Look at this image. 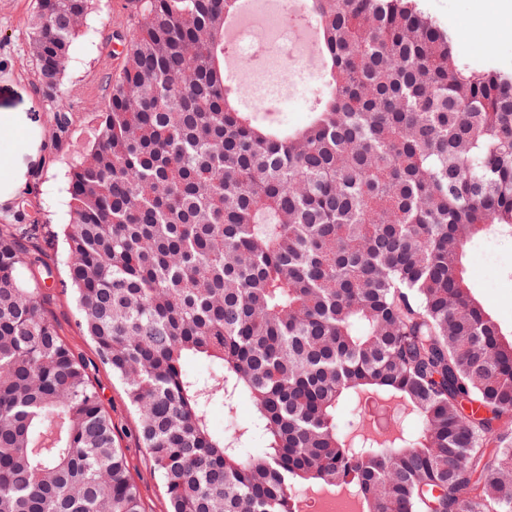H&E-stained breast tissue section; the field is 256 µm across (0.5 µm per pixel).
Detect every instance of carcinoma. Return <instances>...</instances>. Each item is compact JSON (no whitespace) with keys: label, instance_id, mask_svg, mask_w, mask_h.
<instances>
[{"label":"carcinoma","instance_id":"1","mask_svg":"<svg viewBox=\"0 0 512 512\" xmlns=\"http://www.w3.org/2000/svg\"><path fill=\"white\" fill-rule=\"evenodd\" d=\"M134 2L62 236L169 512H300L324 487L363 512H512V334L463 269L512 233V71L464 63L415 0H307L327 89L288 130L227 73L236 0ZM87 11L37 0L45 86ZM36 263L0 235V512H142ZM242 399L250 423L214 430Z\"/></svg>","mask_w":512,"mask_h":512}]
</instances>
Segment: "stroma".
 <instances>
[{
    "instance_id": "stroma-1",
    "label": "stroma",
    "mask_w": 512,
    "mask_h": 512,
    "mask_svg": "<svg viewBox=\"0 0 512 512\" xmlns=\"http://www.w3.org/2000/svg\"><path fill=\"white\" fill-rule=\"evenodd\" d=\"M421 10L447 29L475 67L512 70V11L501 0H417ZM36 0H0V114L22 122L0 133V166L15 182L0 204V233L35 224L29 249L51 272L55 283L41 302L48 318L73 354L87 368L92 384L112 418L114 435L139 487L143 512H167L162 482L138 437V419L122 385L101 363L94 344L77 322L73 293L67 286L62 249L55 237L67 218L69 162L93 141L95 115L107 103L110 81L120 62L119 33L128 32L131 14L122 0H91L59 86L48 90L34 74L28 26ZM71 116L66 132L55 126L57 109ZM466 268L476 295L505 328L512 329V234L488 231L470 242Z\"/></svg>"
}]
</instances>
